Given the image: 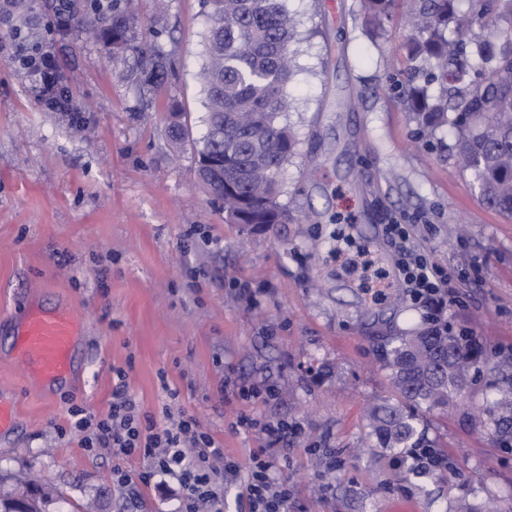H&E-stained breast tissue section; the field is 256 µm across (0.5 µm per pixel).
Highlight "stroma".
<instances>
[{
    "instance_id": "obj_1",
    "label": "stroma",
    "mask_w": 512,
    "mask_h": 512,
    "mask_svg": "<svg viewBox=\"0 0 512 512\" xmlns=\"http://www.w3.org/2000/svg\"><path fill=\"white\" fill-rule=\"evenodd\" d=\"M298 19V68L286 118L298 134L280 174L294 224L258 231L228 223L198 188L191 149L168 134L174 105L201 137L202 0H141L146 29L176 61L148 95L127 82L104 46L76 28L57 32L53 0L24 9L0 0V395L17 408L0 432V492L31 475L52 489L50 512H83L107 489L102 512H181L171 484L136 479L138 457L86 448L70 410L102 416L113 372L124 369L141 412L175 404L248 471L269 453L239 417L295 424L279 456L288 512H387L395 503L448 512L457 500L499 499L512 512V455L485 426L489 374L479 369L471 406L421 411L428 437L463 471L450 482L409 471L366 445L367 410L392 399L381 345L427 327L422 308L386 289L365 294L337 251L370 248L391 270L383 227L404 224L410 246L448 275V320L492 350H512V216L480 200L451 152L453 129L420 134L397 102L393 76L409 29L398 21L366 37L358 0H287ZM52 50L70 112L47 108L20 53ZM248 285L249 298L238 294ZM68 307L84 342L74 382L46 391L11 357L25 307ZM272 386L248 402L223 389Z\"/></svg>"
}]
</instances>
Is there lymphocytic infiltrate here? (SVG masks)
Instances as JSON below:
<instances>
[{
  "mask_svg": "<svg viewBox=\"0 0 512 512\" xmlns=\"http://www.w3.org/2000/svg\"><path fill=\"white\" fill-rule=\"evenodd\" d=\"M23 65L33 77L34 89L52 109H63L67 98L53 90L55 60L42 52L24 57ZM390 246L399 256V279L411 301L429 312L431 321H440L452 299L441 269L425 255L408 247L404 225L386 227ZM73 428L85 432L91 448L110 449L114 456L136 455L147 467L138 479L148 485L166 477L175 481L186 512H223L224 497L214 481L213 460L223 459L224 450L201 430L198 422L184 411L163 407L161 416L141 414L129 393L125 370L116 369L112 403L101 418L71 408ZM275 460H253L243 495L248 512H288V490L277 475Z\"/></svg>",
  "mask_w": 512,
  "mask_h": 512,
  "instance_id": "lymphocytic-infiltrate-1",
  "label": "lymphocytic infiltrate"
}]
</instances>
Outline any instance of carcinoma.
<instances>
[{"instance_id": "carcinoma-1", "label": "carcinoma", "mask_w": 512, "mask_h": 512, "mask_svg": "<svg viewBox=\"0 0 512 512\" xmlns=\"http://www.w3.org/2000/svg\"><path fill=\"white\" fill-rule=\"evenodd\" d=\"M398 0H359L366 26L383 30ZM411 33L401 50L406 79L394 85L398 99L424 131L452 127L454 151L469 170L480 199L512 215V0H411ZM208 27L199 72L205 134L191 138L183 113H171L172 138L198 157L220 158L218 167L197 168L201 189L223 201L231 224H281L289 219L282 204L279 174L295 154L296 134L285 120L289 84L297 57L296 23L286 0H203ZM56 14L67 28L91 18L96 36L112 58L137 57L124 78L149 91L173 70L157 41H139L141 20L130 0H61ZM494 29L499 40L480 38ZM484 348L471 336L431 325L401 337L386 351L395 402L370 416L379 447L400 454L404 463L423 448L441 451L419 428L417 410L466 406L467 373L483 362ZM489 387L499 398L486 402L493 434L512 440V374L491 367ZM52 494L26 489L0 495V512H45ZM459 512H499L494 496Z\"/></svg>"}]
</instances>
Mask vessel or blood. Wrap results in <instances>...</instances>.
Instances as JSON below:
<instances>
[{"instance_id":"vessel-or-blood-1","label":"vessel or blood","mask_w":512,"mask_h":512,"mask_svg":"<svg viewBox=\"0 0 512 512\" xmlns=\"http://www.w3.org/2000/svg\"><path fill=\"white\" fill-rule=\"evenodd\" d=\"M78 339L71 312L33 305L13 339L14 360L28 378L52 386L70 378Z\"/></svg>"}]
</instances>
